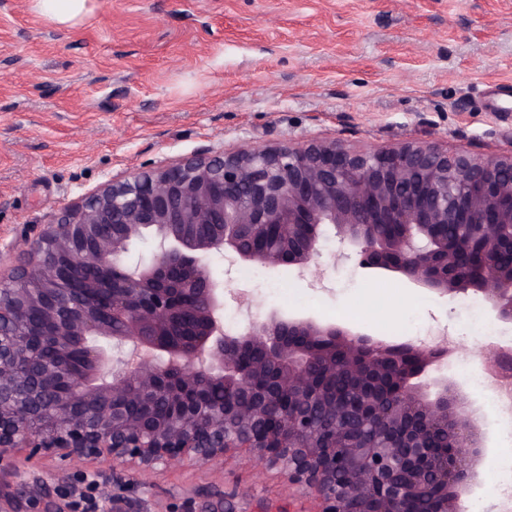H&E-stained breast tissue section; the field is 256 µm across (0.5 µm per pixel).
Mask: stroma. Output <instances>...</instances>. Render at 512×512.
I'll list each match as a JSON object with an SVG mask.
<instances>
[{
  "label": "stroma",
  "mask_w": 512,
  "mask_h": 512,
  "mask_svg": "<svg viewBox=\"0 0 512 512\" xmlns=\"http://www.w3.org/2000/svg\"><path fill=\"white\" fill-rule=\"evenodd\" d=\"M61 28L34 0H0V273L58 208L109 180L243 145L335 140L379 150L408 141L512 153V0H91ZM333 236L305 276L258 265L251 281L224 251V322L272 310L340 322L390 341L447 334L482 365L489 344L460 299L336 257ZM489 451L467 512H497L489 471L503 424L481 394ZM46 469L0 476V512H71ZM130 512H318L277 472L228 455L129 482Z\"/></svg>",
  "instance_id": "35a3bbf8"
}]
</instances>
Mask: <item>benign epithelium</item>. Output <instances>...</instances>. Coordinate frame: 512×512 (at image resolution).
Segmentation results:
<instances>
[{
  "label": "benign epithelium",
  "instance_id": "benign-epithelium-1",
  "mask_svg": "<svg viewBox=\"0 0 512 512\" xmlns=\"http://www.w3.org/2000/svg\"><path fill=\"white\" fill-rule=\"evenodd\" d=\"M325 227L339 256L478 294L512 324V154L312 141L187 156L62 206L0 278V468L108 459L145 476L243 452L320 512H466L478 421L456 383L421 381L454 347L278 311L224 324L207 254L302 274ZM146 232L154 259L124 261ZM487 358L512 376L511 349ZM338 373L357 383L345 396L327 390Z\"/></svg>",
  "mask_w": 512,
  "mask_h": 512
}]
</instances>
